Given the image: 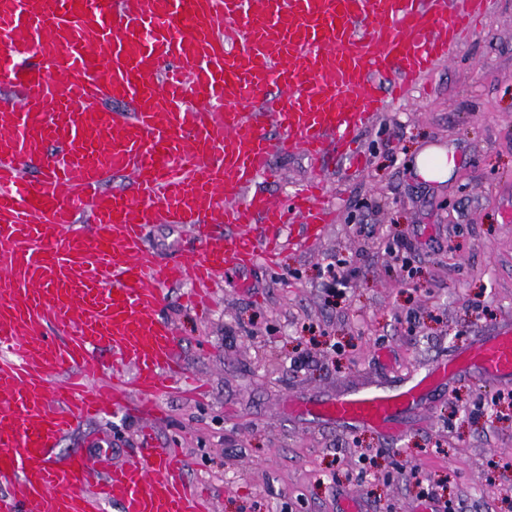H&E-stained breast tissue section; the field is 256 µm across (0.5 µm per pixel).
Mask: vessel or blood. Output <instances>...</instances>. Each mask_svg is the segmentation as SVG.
Returning <instances> with one entry per match:
<instances>
[{
  "label": "vessel or blood",
  "instance_id": "b4317fda",
  "mask_svg": "<svg viewBox=\"0 0 512 512\" xmlns=\"http://www.w3.org/2000/svg\"><path fill=\"white\" fill-rule=\"evenodd\" d=\"M487 3L0 0V85L16 90L0 98V512H212L152 431L119 465L104 450L48 455L79 419L152 414L185 379L164 285L190 284L187 302L204 308L225 269L274 266L282 225L321 238L325 181L274 199L273 154L355 159L385 88L406 93ZM115 174L132 191L107 189ZM153 224L188 228L198 256L158 264ZM469 366L512 381V324L413 385L353 390L312 414L389 434L399 411Z\"/></svg>",
  "mask_w": 512,
  "mask_h": 512
}]
</instances>
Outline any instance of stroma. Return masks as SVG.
I'll return each mask as SVG.
<instances>
[{
	"label": "stroma",
	"mask_w": 512,
	"mask_h": 512,
	"mask_svg": "<svg viewBox=\"0 0 512 512\" xmlns=\"http://www.w3.org/2000/svg\"><path fill=\"white\" fill-rule=\"evenodd\" d=\"M430 146L454 150L446 183L411 169ZM360 149L358 171L333 155L272 158L274 197L325 178L336 216L319 242L285 244L274 269L224 271L204 313L183 305L186 285L164 287L179 359L204 392L160 396L154 419L78 421L54 462L77 448L129 460L149 428L213 512H336L344 493L368 512H410L438 481L450 512H512V403L474 414L497 392L476 373L408 411L395 436L288 413L301 397L397 388L512 319V0H491L450 59L390 98ZM146 245L163 263L199 250L177 224L152 227ZM342 258L358 273L333 302L321 274Z\"/></svg>",
	"instance_id": "obj_1"
}]
</instances>
